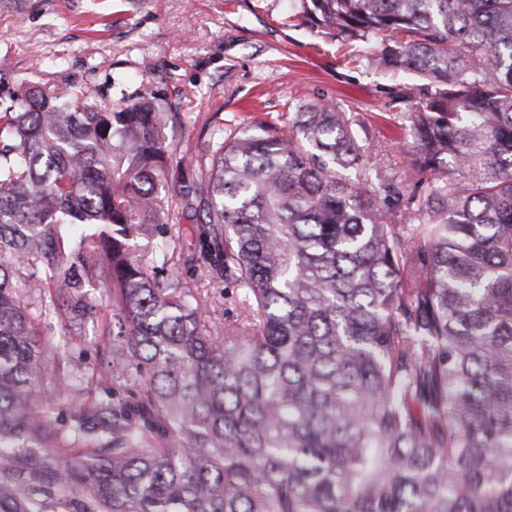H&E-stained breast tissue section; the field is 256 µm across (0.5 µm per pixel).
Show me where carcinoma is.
Masks as SVG:
<instances>
[{"label":"carcinoma","instance_id":"carcinoma-1","mask_svg":"<svg viewBox=\"0 0 512 512\" xmlns=\"http://www.w3.org/2000/svg\"><path fill=\"white\" fill-rule=\"evenodd\" d=\"M294 2L414 79L387 104L404 177L311 102L214 127L166 207L179 115L0 69V512H512V0ZM171 212L205 215L197 243ZM184 268L233 283L237 319ZM58 319L120 337L67 421L47 377L98 372L60 364Z\"/></svg>","mask_w":512,"mask_h":512}]
</instances>
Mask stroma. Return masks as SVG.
Wrapping results in <instances>:
<instances>
[{
  "mask_svg": "<svg viewBox=\"0 0 512 512\" xmlns=\"http://www.w3.org/2000/svg\"><path fill=\"white\" fill-rule=\"evenodd\" d=\"M362 53L313 35L291 0H0L9 83L81 87L115 108L151 94L189 118L171 142L178 158L200 155L215 123L229 130L323 100L352 108L401 175L408 123L384 104L405 78ZM54 334L76 337L61 358L86 367L109 343L90 324Z\"/></svg>",
  "mask_w": 512,
  "mask_h": 512,
  "instance_id": "1",
  "label": "stroma"
}]
</instances>
